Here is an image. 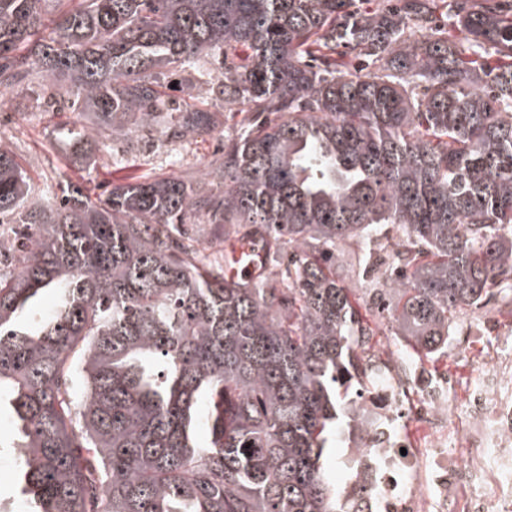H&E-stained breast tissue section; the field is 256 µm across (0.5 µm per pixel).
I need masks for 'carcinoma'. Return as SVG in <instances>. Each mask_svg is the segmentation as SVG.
I'll return each instance as SVG.
<instances>
[{
  "instance_id": "carcinoma-1",
  "label": "carcinoma",
  "mask_w": 512,
  "mask_h": 512,
  "mask_svg": "<svg viewBox=\"0 0 512 512\" xmlns=\"http://www.w3.org/2000/svg\"><path fill=\"white\" fill-rule=\"evenodd\" d=\"M46 2L0 0V98L68 75L97 117L77 148L214 129L197 96L160 109L154 68L189 67L250 116L206 181L95 201L71 185L31 201L0 146V224L20 225L0 260V395L28 512H350L322 458L351 410L338 389L372 379L365 298L426 357L493 289L512 299V12H454L459 46L446 0H82L51 19ZM202 212L224 247L188 235ZM228 246L251 273L231 274Z\"/></svg>"
}]
</instances>
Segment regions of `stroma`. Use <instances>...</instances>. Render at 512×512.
Segmentation results:
<instances>
[{"label":"stroma","mask_w":512,"mask_h":512,"mask_svg":"<svg viewBox=\"0 0 512 512\" xmlns=\"http://www.w3.org/2000/svg\"><path fill=\"white\" fill-rule=\"evenodd\" d=\"M69 85L58 78L40 94L26 84L16 86L0 101V144L12 151L30 179L35 194L54 197L66 184L81 187L90 197L100 196L112 181H143L177 175L191 180L204 166L219 160L225 134L236 131L237 120L224 110V101H210L217 112L216 129L188 140L159 133L115 138L111 149L123 163L103 164L98 150L74 153V137L90 127L94 116L73 111L62 92ZM16 431L8 411L0 412V512H24L27 502L18 486L19 462L13 444Z\"/></svg>","instance_id":"1"}]
</instances>
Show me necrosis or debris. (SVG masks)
Here are the masks:
<instances>
[{
    "label": "necrosis or debris",
    "instance_id": "1",
    "mask_svg": "<svg viewBox=\"0 0 512 512\" xmlns=\"http://www.w3.org/2000/svg\"><path fill=\"white\" fill-rule=\"evenodd\" d=\"M495 339L467 377L389 348L353 402L341 490L359 512H512V329L495 308L463 336Z\"/></svg>",
    "mask_w": 512,
    "mask_h": 512
}]
</instances>
